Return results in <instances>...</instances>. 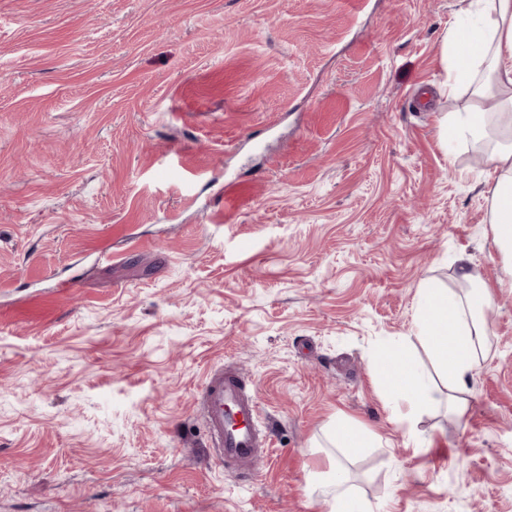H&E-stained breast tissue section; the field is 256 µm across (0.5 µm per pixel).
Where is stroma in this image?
I'll use <instances>...</instances> for the list:
<instances>
[{"mask_svg": "<svg viewBox=\"0 0 512 512\" xmlns=\"http://www.w3.org/2000/svg\"><path fill=\"white\" fill-rule=\"evenodd\" d=\"M456 0H0V512H330L337 418L374 512H512V277L487 149L445 145ZM236 182L234 199L224 186ZM461 252L493 291L463 417L372 373ZM235 367L271 445L218 465ZM229 412L241 422L239 426L225 422V413ZM200 414L215 460L251 471L259 448L269 442L267 432L262 433L258 426L255 396L247 393L241 376L224 373V369L211 370L201 389ZM329 439L334 447L351 457L356 456L362 448L372 447L377 441L373 433L354 429L343 419L336 420V425L329 432Z\"/></svg>", "mask_w": 512, "mask_h": 512, "instance_id": "obj_1", "label": "stroma"}]
</instances>
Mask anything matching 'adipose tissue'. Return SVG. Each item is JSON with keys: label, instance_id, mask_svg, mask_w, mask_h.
<instances>
[{"label": "adipose tissue", "instance_id": "obj_1", "mask_svg": "<svg viewBox=\"0 0 512 512\" xmlns=\"http://www.w3.org/2000/svg\"><path fill=\"white\" fill-rule=\"evenodd\" d=\"M441 58L447 96L465 88L493 103L486 112L446 114L440 133L449 143L500 140V148L487 157L495 178L486 194L493 243L512 263V0H457L456 18L441 40ZM491 301L490 289L482 285L462 296L428 282L420 286L414 334L432 353L444 387L433 385L398 344L383 348L373 364L392 410L407 426L436 403L450 405L456 416L466 413L464 395L487 334L478 314ZM346 482V470L336 460L328 471L314 474L312 488L330 501L333 512H374L355 502Z\"/></svg>", "mask_w": 512, "mask_h": 512}]
</instances>
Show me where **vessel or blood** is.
Masks as SVG:
<instances>
[{
    "label": "vessel or blood",
    "mask_w": 512,
    "mask_h": 512,
    "mask_svg": "<svg viewBox=\"0 0 512 512\" xmlns=\"http://www.w3.org/2000/svg\"><path fill=\"white\" fill-rule=\"evenodd\" d=\"M200 414L208 447L219 463L250 468L268 444L267 433L258 426L256 399L238 374L209 372L201 389Z\"/></svg>",
    "instance_id": "1"
}]
</instances>
